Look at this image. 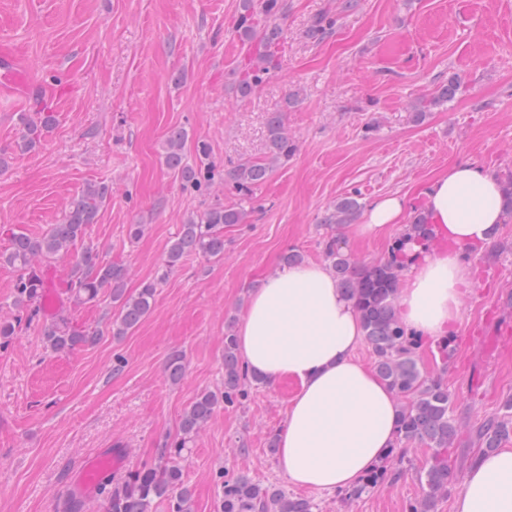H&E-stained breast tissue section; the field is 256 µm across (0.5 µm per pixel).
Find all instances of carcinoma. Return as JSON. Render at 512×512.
I'll return each mask as SVG.
<instances>
[{
  "mask_svg": "<svg viewBox=\"0 0 512 512\" xmlns=\"http://www.w3.org/2000/svg\"><path fill=\"white\" fill-rule=\"evenodd\" d=\"M280 0H240L238 35L242 47L251 56L250 67L236 84L241 97L254 94L278 68L273 48L278 44L281 28ZM458 91L456 80L439 86L432 97L416 107V118L425 115L424 109L450 101ZM25 135L20 149L28 150L41 142L52 125L53 115L41 112L30 118L21 115ZM187 135L182 128L171 129L166 137V167L177 173L184 187L199 191L211 174L209 170L184 163L183 149ZM269 156L262 160H244L228 173L233 189L242 196L266 181L274 165L288 161L296 145L289 137L284 113L271 115L268 122ZM111 194L105 184H89L71 204L60 224L33 236L21 230H9L11 247L0 252V268L15 274L12 305L16 314L0 319V346H6L18 335L22 321L32 322L41 312L43 297L42 270L36 267L40 258L51 260L72 256L64 275L66 293L76 302H95L101 291L109 289L117 314L112 321V335L124 336L134 330L152 311L157 282H144L134 295L125 288L126 270L120 265L103 262L90 246L75 252L77 243L84 241L87 230L95 223L100 204ZM360 205L353 197H344L327 211L322 224L351 223ZM246 212L236 206L216 205L181 225L178 236L170 245L165 264L170 270L180 267L185 258L199 255L208 260L224 256V227L245 222ZM402 240L394 242L387 256L370 263L355 262L336 235L323 240V254L335 275L336 284L354 303L359 312L363 338L373 354V369L395 393L400 407L396 446L391 461L400 465L406 458V446L421 443L429 452L426 464L416 471L423 493L409 504L407 512H435L439 499L448 496L451 471L448 452L459 433L453 414L452 394L448 384L428 374L424 367L423 341L408 334L395 308L397 288L408 254ZM46 342L55 352H67L96 342L97 334L81 331L61 318L45 332ZM165 372L176 383L186 373L184 356L171 354ZM263 380L248 373L243 366L235 334L224 337V391H202L184 412L179 433L163 448L158 464L131 472L120 486L104 484L111 512H151L157 502H164L168 512H192L191 491L182 483V462L199 430L210 420L215 409L224 404L233 406L248 397L249 390ZM506 415L485 424L478 440L485 452L500 447L512 437V398L505 404ZM400 471L385 465L367 475L357 487L342 492L346 499L360 497L368 489L385 482L393 484ZM222 512H316V505L283 490L271 489L253 482L246 474L224 472L219 477Z\"/></svg>",
  "mask_w": 512,
  "mask_h": 512,
  "instance_id": "obj_1",
  "label": "carcinoma"
}]
</instances>
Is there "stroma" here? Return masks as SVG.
Masks as SVG:
<instances>
[{"label":"stroma","instance_id":"1","mask_svg":"<svg viewBox=\"0 0 512 512\" xmlns=\"http://www.w3.org/2000/svg\"><path fill=\"white\" fill-rule=\"evenodd\" d=\"M281 68L250 97L235 88L241 61L239 0H0V43L18 49L46 92L0 103V230L39 235L61 223L90 183H105L86 242L102 260L128 270L136 293L158 283L151 313L125 336L112 333L109 295L64 312L94 345L56 353L43 336L53 318L23 325L0 347V512H58L82 460L119 444L124 470L150 467L203 390L224 387V336L240 322L249 294L294 250L322 259L321 242L345 226L321 224L336 200L361 207L385 195L422 206L420 191L441 171L471 161L498 178L512 173V0H282ZM322 14L330 34L309 37ZM455 97L414 119V107L450 78ZM296 151L252 196L232 190L240 160L268 156L267 121L285 107ZM51 112L41 143L20 150L21 113ZM187 133L184 160L208 148L214 179L184 189L165 166L171 127ZM243 206L246 223L224 230V257L190 256L167 271L170 241L187 218L214 204ZM144 232L130 239L128 227ZM463 318L447 367L426 360L453 395L460 435L451 450L453 481L436 512H452L475 438L512 398V336L493 352L483 337L512 328V223L472 259ZM187 371L165 375L173 352ZM124 369L113 373L116 359ZM295 381L253 388L243 404L218 407L195 437L182 481L193 512H220V471L243 472L282 490L278 453L269 442L284 426ZM414 466L393 487L345 501L306 491L318 512H406L422 494L414 474L428 458L412 444Z\"/></svg>","mask_w":512,"mask_h":512}]
</instances>
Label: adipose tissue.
<instances>
[{"label": "adipose tissue", "instance_id": "obj_1", "mask_svg": "<svg viewBox=\"0 0 512 512\" xmlns=\"http://www.w3.org/2000/svg\"><path fill=\"white\" fill-rule=\"evenodd\" d=\"M423 194L432 244L413 248L396 306L409 331L434 339L459 322L470 257L505 214L499 180L471 162L438 173ZM408 217L407 199L387 196L369 206L349 236L382 239ZM236 338L249 373L298 384L279 433L280 464L291 485L329 496L351 489L394 448L397 400L356 358L359 314L326 265L301 263L268 275L251 293ZM453 512H512V448L473 462Z\"/></svg>", "mask_w": 512, "mask_h": 512}]
</instances>
